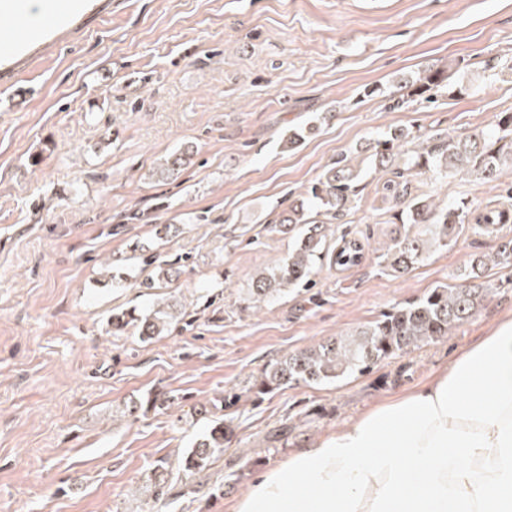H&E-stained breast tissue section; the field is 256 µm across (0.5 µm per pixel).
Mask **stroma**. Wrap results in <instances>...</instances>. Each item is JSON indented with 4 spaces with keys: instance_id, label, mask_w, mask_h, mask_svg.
Listing matches in <instances>:
<instances>
[{
    "instance_id": "obj_1",
    "label": "stroma",
    "mask_w": 512,
    "mask_h": 512,
    "mask_svg": "<svg viewBox=\"0 0 512 512\" xmlns=\"http://www.w3.org/2000/svg\"><path fill=\"white\" fill-rule=\"evenodd\" d=\"M72 23L20 83H0V512H229L258 473L424 382L512 311V269L491 268L482 307L444 339L333 383L247 393L270 362L496 250L467 234L392 276L378 256L402 209L381 198L394 171H372L326 238L361 243L362 262L243 302L293 245L268 222L338 159L396 128L465 135L512 112V0H97ZM437 71L448 83L429 101L416 89ZM184 148L177 176L155 173ZM408 191L512 209V168L488 184L413 174ZM150 253L172 269L151 288ZM160 299L191 322L147 342L112 334L114 313ZM159 391L169 408L126 414ZM226 415L223 456L147 501L155 461Z\"/></svg>"
}]
</instances>
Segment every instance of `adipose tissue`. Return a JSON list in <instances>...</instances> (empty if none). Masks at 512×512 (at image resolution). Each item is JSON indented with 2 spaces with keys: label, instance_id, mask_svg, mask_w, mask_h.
<instances>
[{
  "label": "adipose tissue",
  "instance_id": "1",
  "mask_svg": "<svg viewBox=\"0 0 512 512\" xmlns=\"http://www.w3.org/2000/svg\"><path fill=\"white\" fill-rule=\"evenodd\" d=\"M95 0H0V60ZM232 512H512V313L408 392L268 468Z\"/></svg>",
  "mask_w": 512,
  "mask_h": 512
}]
</instances>
